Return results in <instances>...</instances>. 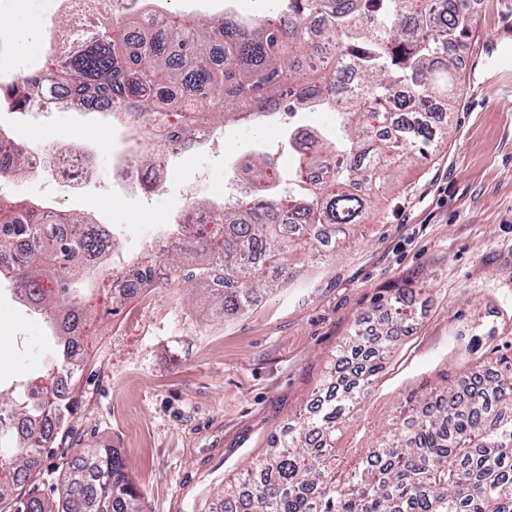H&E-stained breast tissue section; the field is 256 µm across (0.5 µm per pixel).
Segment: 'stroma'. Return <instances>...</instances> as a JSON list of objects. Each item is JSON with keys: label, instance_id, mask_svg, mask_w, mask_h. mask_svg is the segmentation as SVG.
Wrapping results in <instances>:
<instances>
[{"label": "stroma", "instance_id": "obj_1", "mask_svg": "<svg viewBox=\"0 0 512 512\" xmlns=\"http://www.w3.org/2000/svg\"><path fill=\"white\" fill-rule=\"evenodd\" d=\"M165 15L210 18L235 10L268 15L250 0H157ZM59 0H0V78L42 68ZM512 42V0H483L457 60L461 84L447 110L449 133L425 162L386 185L363 235L340 255L297 257L299 276L259 293L241 314L213 311L181 280L152 289L112 315L93 318L89 358L72 383L75 411L50 443L24 494L46 496L58 466L79 449H117L143 512H206L289 420L305 413L346 340L406 306L409 317L359 417L338 444L352 454L385 427L409 391L455 378L483 361L512 359V72L497 73ZM18 142L59 137L98 150L112 166L113 127L96 114L0 112ZM218 145L170 157L156 189L111 181L72 192L50 174L0 183L114 227L116 255L143 254L155 225L173 223L190 196L227 192L246 151L294 163L287 124L217 127ZM47 324L0 282V378L43 366Z\"/></svg>", "mask_w": 512, "mask_h": 512}]
</instances>
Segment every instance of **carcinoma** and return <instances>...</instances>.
Here are the masks:
<instances>
[{
  "label": "carcinoma",
  "instance_id": "carcinoma-1",
  "mask_svg": "<svg viewBox=\"0 0 512 512\" xmlns=\"http://www.w3.org/2000/svg\"><path fill=\"white\" fill-rule=\"evenodd\" d=\"M277 15H233L200 23L169 19L158 29L104 17L89 37H54L47 66L56 67L62 103L84 111L93 94L112 102L107 115L135 142L146 125L173 124L190 134L210 123L273 121L280 101L288 117L331 107L336 140L288 127L296 162L283 175L265 157L246 164L249 200L212 209L194 239L167 250V274L191 284L226 314L296 276L289 255H334L355 242L382 185L407 156L430 158L446 134L434 108L455 96L456 45L475 26L469 0H278ZM0 86V104L27 107L37 83ZM393 120L395 138L374 122ZM28 173L25 153L0 138V179ZM288 181V192L281 190ZM54 207L34 202L15 211L0 197V278L21 304L48 314L53 349L43 373L23 391L0 381V512H140V497L114 448H82L61 469L47 497H23L45 445L65 428L73 401L55 397V378L77 366L76 330L92 311L99 268L86 263L100 229L66 236L48 229ZM224 263V287L213 269ZM147 257L125 268L126 283L105 312L137 296ZM401 326L388 317L367 336L363 362L326 392L316 410L288 422L244 478L214 496L207 512H512V362H492L428 393L412 392L388 427L345 463L336 455L347 421L383 368Z\"/></svg>",
  "mask_w": 512,
  "mask_h": 512
}]
</instances>
